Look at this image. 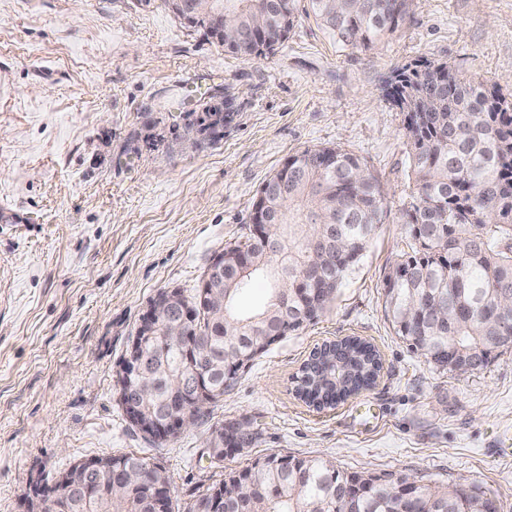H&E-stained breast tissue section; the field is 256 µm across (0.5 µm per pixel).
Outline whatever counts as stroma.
Masks as SVG:
<instances>
[{
  "label": "stroma",
  "mask_w": 512,
  "mask_h": 512,
  "mask_svg": "<svg viewBox=\"0 0 512 512\" xmlns=\"http://www.w3.org/2000/svg\"><path fill=\"white\" fill-rule=\"evenodd\" d=\"M445 62L512 94V0H412L377 47L343 46L300 16L261 59L226 54L160 0H0V512L32 483L99 454L163 467L189 502L270 453L340 472L473 484L512 512V347L467 373L438 369L397 336L384 288L407 252V117L384 86ZM234 96L224 135L175 141L201 98ZM337 145L379 176L386 217L325 315L239 371L171 441L129 428L118 372L162 289L193 290L211 256L248 233L252 198L298 151ZM379 350L375 387L321 411L294 389L322 343ZM255 441L211 466L220 424Z\"/></svg>",
  "instance_id": "obj_1"
}]
</instances>
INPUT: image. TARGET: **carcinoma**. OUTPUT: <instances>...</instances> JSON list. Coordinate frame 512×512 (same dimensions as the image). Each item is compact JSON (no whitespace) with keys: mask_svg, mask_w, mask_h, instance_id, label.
Listing matches in <instances>:
<instances>
[{"mask_svg":"<svg viewBox=\"0 0 512 512\" xmlns=\"http://www.w3.org/2000/svg\"><path fill=\"white\" fill-rule=\"evenodd\" d=\"M296 0H216L215 6L230 12L234 25L221 30L213 16L196 18L190 28L202 30L212 42L233 56L264 57L288 39L298 21ZM311 11L336 39L352 49L368 48L394 31L407 11L408 0H308ZM392 103L407 113L406 133L409 166L416 190V203L405 213L411 252L398 268L414 264L423 278L409 285L393 277L385 289V312L410 346L428 353L432 343L446 342L463 359L483 352L487 361L499 346L492 336L500 294L512 290V99L499 88L464 75L449 73L445 63L420 61L396 73L388 93ZM197 133L217 135L232 121V107L201 104ZM267 191L252 201L249 219L261 215L288 225V252L280 266L294 284L314 273L342 286L363 256L384 214V196L378 178L356 155L336 146L307 148L293 156L267 179ZM336 225L338 232L359 243L358 256L347 266L329 267L304 247L311 217ZM226 254H263L259 239L251 234L224 248ZM252 275L235 279V271L224 269V313L226 327L218 329L210 309L202 301L200 288L183 299L197 313L193 336L199 353L208 358L209 385L224 396V356L252 343L274 322L288 319L292 331L304 326L293 311H302L309 299L302 293L283 306L279 284H274L266 306L249 316L235 307L236 299L251 286ZM432 294L448 307V322L420 320L400 326L396 313L405 302H419ZM151 353L149 378L154 392L146 402L152 415L164 419L171 400L169 373L186 366L185 345L158 325L145 339ZM342 357L350 359L354 377L342 391L368 387L378 362L364 346L346 340ZM325 362L311 357L299 383L305 400L314 409L332 407L336 384L324 379ZM106 458L140 466L147 474L140 487L122 497H112L109 483L86 476L77 480V492L67 495L49 512H175L173 498L158 503L152 483L166 472L134 454H108ZM325 459L294 458L290 469L251 465L252 479L264 493H255L244 505L228 501L230 512H343L336 489L356 479L337 469H328ZM98 487L89 497L84 488ZM278 487L276 494L268 492ZM219 485L187 503L184 512H203ZM485 493L475 485L444 488L447 512H484ZM390 508L387 488L375 485L363 498L364 512H386Z\"/></svg>","mask_w":512,"mask_h":512,"instance_id":"carcinoma-1","label":"carcinoma"}]
</instances>
